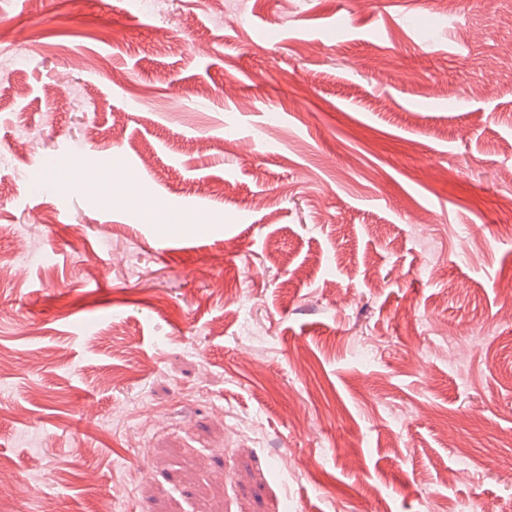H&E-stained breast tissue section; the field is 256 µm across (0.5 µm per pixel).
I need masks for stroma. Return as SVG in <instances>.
<instances>
[{
    "label": "stroma",
    "instance_id": "35a3bbf8",
    "mask_svg": "<svg viewBox=\"0 0 512 512\" xmlns=\"http://www.w3.org/2000/svg\"><path fill=\"white\" fill-rule=\"evenodd\" d=\"M145 2L0 0V512H512V0Z\"/></svg>",
    "mask_w": 512,
    "mask_h": 512
}]
</instances>
